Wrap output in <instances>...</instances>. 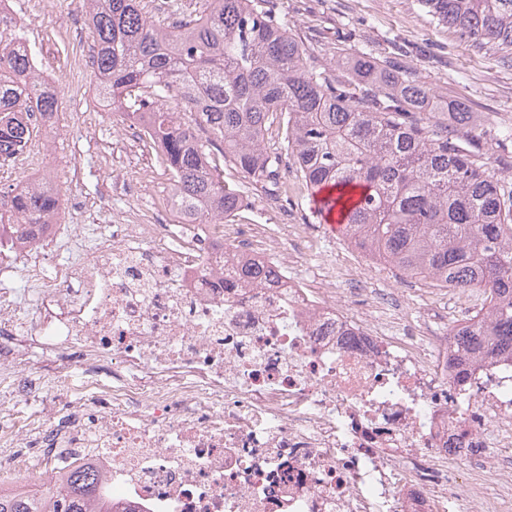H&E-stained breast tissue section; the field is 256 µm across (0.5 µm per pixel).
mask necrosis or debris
Returning a JSON list of instances; mask_svg holds the SVG:
<instances>
[{"mask_svg": "<svg viewBox=\"0 0 512 512\" xmlns=\"http://www.w3.org/2000/svg\"><path fill=\"white\" fill-rule=\"evenodd\" d=\"M25 122L0 175L59 204L22 237L0 211V416L43 413L0 434V475L32 454L44 493L89 464L139 512H512V356L473 350L475 314L410 324L368 288L355 307L334 260L296 273L311 224H179L165 201L92 233L111 183L60 194L35 165L58 118ZM38 363L57 372L43 392Z\"/></svg>", "mask_w": 512, "mask_h": 512, "instance_id": "4bbe7bcc", "label": "necrosis or debris"}]
</instances>
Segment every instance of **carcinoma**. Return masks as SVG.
I'll use <instances>...</instances> for the list:
<instances>
[{
	"instance_id": "obj_1",
	"label": "carcinoma",
	"mask_w": 512,
	"mask_h": 512,
	"mask_svg": "<svg viewBox=\"0 0 512 512\" xmlns=\"http://www.w3.org/2000/svg\"><path fill=\"white\" fill-rule=\"evenodd\" d=\"M267 0H206L195 18L157 25L142 0H86L99 95L144 132L173 180L180 219L229 220L244 207L224 160L277 186L291 163L310 195L329 191L342 234L410 278L484 296L482 351L512 345V186L477 160L484 131L471 111L413 77L398 58L336 55L317 66ZM440 23L512 64V0H421ZM25 31L0 29V111H56L31 72ZM285 120L277 151L266 147ZM463 135H458L459 131ZM58 197L22 191L0 206L21 234ZM0 512H136L105 500L92 467H75L44 498L0 489Z\"/></svg>"
}]
</instances>
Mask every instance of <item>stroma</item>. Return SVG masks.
I'll list each match as a JSON object with an SVG mask.
<instances>
[{
	"label": "stroma",
	"mask_w": 512,
	"mask_h": 512,
	"mask_svg": "<svg viewBox=\"0 0 512 512\" xmlns=\"http://www.w3.org/2000/svg\"><path fill=\"white\" fill-rule=\"evenodd\" d=\"M15 2L32 19L26 29L30 45L36 47L45 71L59 81L61 111L94 115L95 126L89 137L76 138L70 129H63L45 155V163L55 171L63 193L78 190L91 196L101 180L137 177L143 169L160 168L156 151L136 139L127 152L101 162L104 146L124 135V119L100 105L92 76H84L78 83L73 80L71 65L76 49L69 38L73 25L70 0ZM270 5L287 21L311 57L333 77L342 73L335 63L337 42L380 59L392 56L396 47L406 48V61L417 79L464 102L478 114L486 130L481 154L502 179L512 182V145L500 146L495 140L498 125L512 124V67L467 46L454 31L433 18L420 0H270ZM71 159L84 169L81 184H72L64 169ZM224 178L238 184L248 205L264 211L271 228L318 221L307 189H300L292 205L282 211L268 185L245 178L232 164H225ZM397 287L407 303L408 318L441 316L455 309L448 289L433 288L409 277L401 278Z\"/></svg>",
	"instance_id": "stroma-1"
}]
</instances>
